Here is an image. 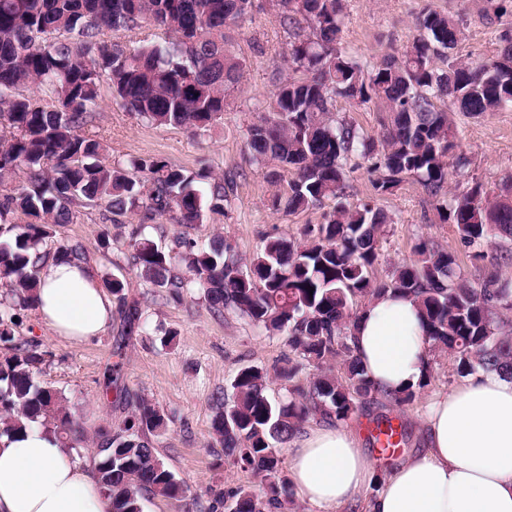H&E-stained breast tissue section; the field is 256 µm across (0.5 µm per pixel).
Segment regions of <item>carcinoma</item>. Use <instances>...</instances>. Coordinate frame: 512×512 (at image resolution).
<instances>
[{"mask_svg":"<svg viewBox=\"0 0 512 512\" xmlns=\"http://www.w3.org/2000/svg\"><path fill=\"white\" fill-rule=\"evenodd\" d=\"M279 2L293 37L283 57L288 77L268 102V117L249 128L248 147L255 162L276 167L271 175L280 168L293 172L288 195L274 199L276 209L293 213L328 198L336 206L306 241L272 238L249 259L221 236L200 245L178 233L173 256L140 231L130 241L132 265L161 297L175 300L201 288L213 309L234 310L285 334L302 357L275 370L291 383L287 400L270 398L268 372L249 366L234 379L232 401L219 402L216 440L264 485L262 498L241 487L228 493L230 512L285 509L291 500L280 454L292 435L316 416L344 421L358 405L381 397L350 342L363 301L388 292L415 298L430 350L448 353L461 378L480 370L512 374V280L500 272L512 258V175L495 194L475 182L438 210L469 245L489 236L500 240L499 260L474 281L452 253L427 242L419 244L416 263L373 280L388 216L369 204L343 202L345 167L370 160L384 169L373 183L378 194L392 192L406 176L432 195L443 189L453 177L448 156L458 147V132L436 101L446 98L470 116L512 105V31L500 32L495 57L440 68L436 60L448 59L460 25L425 9L416 17L419 35L402 57L386 56L369 69L339 47L344 0ZM251 7L252 0H0V140L10 141L0 156V285L7 288L0 301V437L39 424L67 448L78 440L63 397L34 383L49 352L14 330L16 310L35 307L49 225L101 207L111 222L136 213L143 225L165 217L182 227L201 223L207 211H223L228 197L224 180L199 175L208 181L202 194L192 188L193 176L161 158L126 166L100 160L103 146L83 131L96 119L102 80L140 120L204 130L243 77L240 60L224 51V26L243 20ZM145 21L172 38L132 52L112 41V34L133 32ZM338 97L359 105L384 102L380 137L333 119ZM18 213L35 221L11 222ZM176 256L186 272L176 268ZM108 287L128 334L140 332V304L127 301L122 280ZM330 361L344 375L323 371ZM307 365L315 373L304 386L295 379ZM426 386L423 379L389 401L410 405ZM164 427L159 410L142 401L99 434L95 474L112 512H142L145 496L186 497L150 439Z\"/></svg>","mask_w":512,"mask_h":512,"instance_id":"obj_1","label":"carcinoma"}]
</instances>
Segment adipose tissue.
Returning a JSON list of instances; mask_svg holds the SVG:
<instances>
[{
  "label": "adipose tissue",
  "mask_w": 512,
  "mask_h": 512,
  "mask_svg": "<svg viewBox=\"0 0 512 512\" xmlns=\"http://www.w3.org/2000/svg\"><path fill=\"white\" fill-rule=\"evenodd\" d=\"M36 308L54 336L74 344L104 331L112 299L93 267L62 255L39 267ZM352 344L381 393L417 387L427 344L414 298L387 294L366 305ZM424 448L368 493L377 464L354 432L329 423L289 443V485L316 512H512V379L488 371L437 395L424 416ZM92 466L39 425L0 438V512H109Z\"/></svg>",
  "instance_id": "obj_1"
}]
</instances>
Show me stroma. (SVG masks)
<instances>
[{"instance_id": "1", "label": "stroma", "mask_w": 512, "mask_h": 512, "mask_svg": "<svg viewBox=\"0 0 512 512\" xmlns=\"http://www.w3.org/2000/svg\"><path fill=\"white\" fill-rule=\"evenodd\" d=\"M427 7L459 19L461 33L450 52L451 60L458 63L495 56L499 32L512 29V13L494 16L488 0H346L341 45L371 66L384 56L401 55L417 35L416 16ZM288 42L278 0H254L243 21L224 28V49L242 61L243 78L230 96L229 107L207 129L194 133L142 121L127 112L105 84L96 121L87 133L102 143L108 162L156 157L189 172L209 171L228 179L223 212L206 213L202 223L186 230L198 243H208L219 234L249 258L270 238L303 240L308 228L322 223L334 200L295 213L274 209L275 195L287 193L293 174L285 170L271 176L269 167L252 162L247 146L249 127L265 117L269 98L288 74L282 61ZM333 116L354 121L362 133L375 136L381 131L385 106L376 100L357 105L340 99ZM449 117L459 131V146L450 158L457 175L441 194L428 195L408 177L393 192L380 195L373 188L377 171L365 165L346 172V202L380 207L389 217L373 267L375 278L387 279L396 266L416 263V247L424 240L455 255L470 279L489 267L499 252L493 238L477 245L464 243L455 225L440 220L438 209L473 181L494 192L512 174V107L478 117L453 111ZM138 222V216L129 213L120 223H110L94 207L85 209L77 222L50 225L49 250L82 244L101 281L115 276L123 280L127 299L139 302L144 311L146 329L122 335L116 318L95 340L76 345L53 336L35 309L21 310L16 336L37 341L52 354L35 382L65 398L82 431L74 448L82 460L93 459L92 439L99 429L109 421L120 423L136 401L146 400L164 414L166 427L153 444L188 493L181 500L145 497L143 512H199L200 505L217 494L238 487L260 493L261 483L225 456L212 432L217 411L213 397L219 392L231 394L232 381L242 367L271 371L283 365L291 355L286 338L269 334L235 311L214 314L199 288L180 300L151 304L150 284L129 264L130 235ZM114 368L124 392L120 398L105 391L106 376ZM460 383L448 355L430 354L426 387L400 412L411 435L401 457L410 456L422 443L428 402Z\"/></svg>"}]
</instances>
